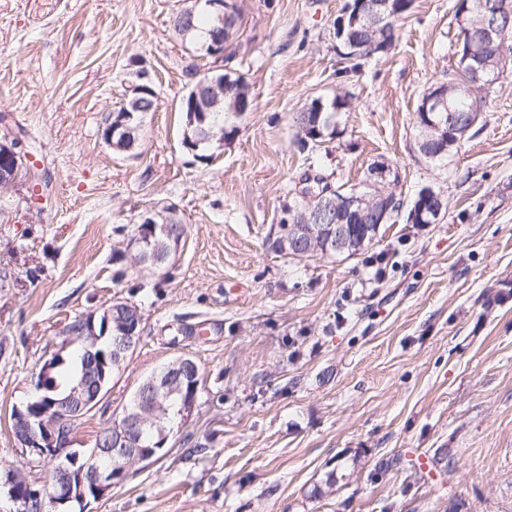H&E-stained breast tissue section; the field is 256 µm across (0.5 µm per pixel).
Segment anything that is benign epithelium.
Here are the masks:
<instances>
[{
	"mask_svg": "<svg viewBox=\"0 0 512 512\" xmlns=\"http://www.w3.org/2000/svg\"><path fill=\"white\" fill-rule=\"evenodd\" d=\"M207 3L217 9L216 18L221 23L214 27L210 40L202 49L204 57L213 60L211 70L196 84H188V91L182 97V102L187 105L182 145L192 153L197 152L201 144L200 139L190 137V132L200 130L198 123L202 122V112L205 111L202 100L213 101L216 91L224 89V2L207 0ZM481 8L490 17L482 28L480 44L475 46L466 36H460L456 65L467 70L472 88L490 92L501 82L506 71L489 68L484 58L497 54L508 56L503 26L512 23V0H483ZM386 9L384 0H363L353 20L367 17L381 22ZM131 92L123 110L109 118L103 135L106 145L114 151L120 146L127 152L132 150L142 130L145 101L157 98L154 89L148 85H135ZM27 157L24 144L18 141L7 144L0 152V186L12 187L19 182ZM311 183L309 179L297 187L299 196L317 203L316 208L308 209L303 223L294 225L298 248L313 249L321 256L353 253L346 225L333 223L338 209L378 227L386 218V213L372 209V202L364 194L353 193L339 202L325 191L315 193ZM162 216L164 213L159 211L143 216L142 232L154 237L167 235L166 226L158 222ZM126 312L127 320L117 329L112 349L107 353L100 350L102 336L96 330V314L83 315L76 324L68 325L65 334L78 342L90 359L79 383L67 396L55 401L50 410L24 405L13 409V431L23 453L54 463L50 490L35 492L24 484L10 492L9 498L16 505V512H27L33 501L48 499L58 512L71 501L84 503L92 497L101 498L123 481L130 465L155 457V448L142 446L138 437L140 428L146 423V412L124 411L118 420L105 427L92 447L75 448L77 422L96 408L107 389L104 367L108 364L120 366L140 342L139 310L131 304ZM177 391L164 372L153 376L146 395L156 403Z\"/></svg>",
	"mask_w": 512,
	"mask_h": 512,
	"instance_id": "obj_1",
	"label": "benign epithelium"
}]
</instances>
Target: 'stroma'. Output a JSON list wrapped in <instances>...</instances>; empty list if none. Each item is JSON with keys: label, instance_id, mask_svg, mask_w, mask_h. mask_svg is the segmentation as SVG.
Instances as JSON below:
<instances>
[{"label": "stroma", "instance_id": "1", "mask_svg": "<svg viewBox=\"0 0 512 512\" xmlns=\"http://www.w3.org/2000/svg\"><path fill=\"white\" fill-rule=\"evenodd\" d=\"M229 49L252 107L205 159L182 146L185 70L211 62L171 28L183 0H0V137L24 129L26 184L0 193V512L7 480L45 489L14 407L44 362L68 356L71 320L113 300L139 307L140 343L76 429L80 445L137 388L188 358L196 408L150 464L87 512H512V72L447 159L416 142L424 90L455 66L454 0H415L399 39L349 77L330 30L346 0H237ZM158 94L135 152L103 130L137 70ZM347 97L314 160L292 144L312 99ZM316 165L332 182L446 217H398L352 258L276 251L287 191ZM174 207L185 237L163 269L133 261L141 216ZM420 194L421 190L418 192L417 196L410 205L407 220H411L413 213L414 221L412 223L414 224H432L439 217H441V219L443 220L445 218L446 212H448L447 204H445L442 213L438 215L437 212L434 209H432V203L422 198Z\"/></svg>", "mask_w": 512, "mask_h": 512}]
</instances>
